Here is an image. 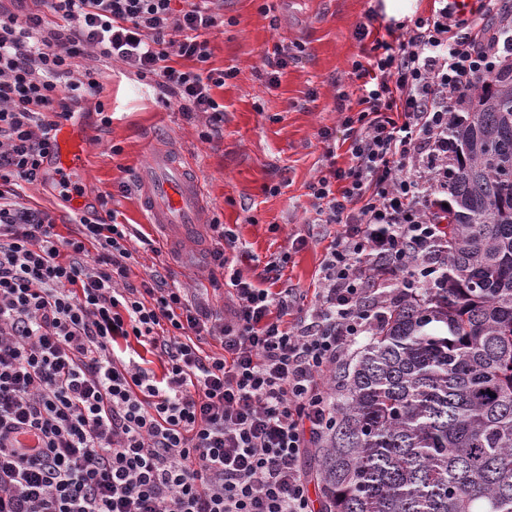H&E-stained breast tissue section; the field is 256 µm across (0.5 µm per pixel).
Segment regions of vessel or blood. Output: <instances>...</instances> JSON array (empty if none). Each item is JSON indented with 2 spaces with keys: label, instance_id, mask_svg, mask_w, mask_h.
I'll return each instance as SVG.
<instances>
[{
  "label": "vessel or blood",
  "instance_id": "vessel-or-blood-1",
  "mask_svg": "<svg viewBox=\"0 0 512 512\" xmlns=\"http://www.w3.org/2000/svg\"><path fill=\"white\" fill-rule=\"evenodd\" d=\"M56 140L57 165L69 171L82 170L88 132L65 125L59 128ZM138 186L150 223L176 229L181 240L196 236L203 222V189L187 175L175 149L153 152L138 176Z\"/></svg>",
  "mask_w": 512,
  "mask_h": 512
}]
</instances>
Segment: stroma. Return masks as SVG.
<instances>
[{
	"mask_svg": "<svg viewBox=\"0 0 512 512\" xmlns=\"http://www.w3.org/2000/svg\"><path fill=\"white\" fill-rule=\"evenodd\" d=\"M398 2L391 13L387 0H217L221 22L208 35L211 65L228 77L214 92L224 106V125L207 141L201 137L204 119H187L123 65L89 54L78 59L77 71L92 69L103 76L101 93L78 105L74 115L93 131L78 182L86 201L100 192L111 194L118 222L137 229L128 243L136 257L133 282L163 264L176 287L207 294L212 305L223 307L228 297L211 289L208 269L207 222L216 218L245 246L249 257L240 264L245 275L258 277L270 256L287 250L285 280L303 291L313 287L324 243L323 229L312 222L306 185L325 163L319 132H339L338 98L355 94L352 63L372 48L360 28L372 20L393 25L428 16L432 4ZM278 43L289 47L290 58L273 71L263 59ZM103 111L111 113L110 125H101ZM154 146L176 148L204 189L206 223L191 242L169 243L141 207L136 174ZM23 200L50 212L60 235L76 232L72 203L48 187L25 186ZM298 238L304 246L292 249ZM155 240L161 253L149 247Z\"/></svg>",
	"mask_w": 512,
	"mask_h": 512,
	"instance_id": "1",
	"label": "stroma"
}]
</instances>
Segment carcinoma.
<instances>
[{
  "instance_id": "obj_1",
  "label": "carcinoma",
  "mask_w": 512,
  "mask_h": 512,
  "mask_svg": "<svg viewBox=\"0 0 512 512\" xmlns=\"http://www.w3.org/2000/svg\"><path fill=\"white\" fill-rule=\"evenodd\" d=\"M448 136V270L339 365L324 512H512V57Z\"/></svg>"
}]
</instances>
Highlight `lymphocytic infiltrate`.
<instances>
[{
    "instance_id": "1",
    "label": "lymphocytic infiltrate",
    "mask_w": 512,
    "mask_h": 512,
    "mask_svg": "<svg viewBox=\"0 0 512 512\" xmlns=\"http://www.w3.org/2000/svg\"><path fill=\"white\" fill-rule=\"evenodd\" d=\"M216 0H0V512H314L300 460L336 418V367L387 314L392 293L448 266V116L507 46L448 0L387 27L354 61L338 103L350 163L308 182L325 245L314 299L232 269L235 232L213 221L231 305L129 281L131 233L97 195L64 237L20 189L71 198L49 165L60 125L97 96L72 61L95 50L149 80L187 118L224 121L207 33ZM220 349L209 354L206 339ZM147 347L160 364L136 358Z\"/></svg>"
}]
</instances>
